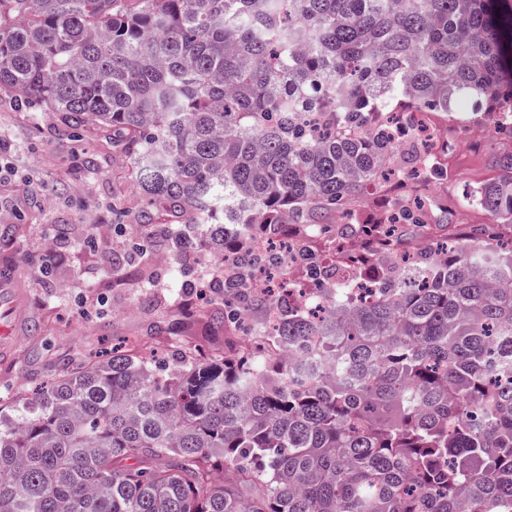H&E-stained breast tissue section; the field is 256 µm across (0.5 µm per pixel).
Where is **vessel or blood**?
I'll return each mask as SVG.
<instances>
[{
    "mask_svg": "<svg viewBox=\"0 0 512 512\" xmlns=\"http://www.w3.org/2000/svg\"><path fill=\"white\" fill-rule=\"evenodd\" d=\"M32 318L19 286L15 266H0V361L10 362L17 340L30 332Z\"/></svg>",
    "mask_w": 512,
    "mask_h": 512,
    "instance_id": "vessel-or-blood-1",
    "label": "vessel or blood"
}]
</instances>
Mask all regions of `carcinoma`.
I'll return each instance as SVG.
<instances>
[{
	"mask_svg": "<svg viewBox=\"0 0 512 512\" xmlns=\"http://www.w3.org/2000/svg\"><path fill=\"white\" fill-rule=\"evenodd\" d=\"M76 133L112 130L144 204L112 277L161 242L224 255V338L150 359L77 357L0 404V512H512V153L473 191L490 223L388 259L375 221L335 214L402 162L389 125L491 112L512 132V0H0V92ZM391 226L434 225L402 197ZM165 211L169 223L158 222ZM364 244L367 296L309 247L316 310L252 287L293 227ZM164 459L165 466L157 461Z\"/></svg>",
	"mask_w": 512,
	"mask_h": 512,
	"instance_id": "obj_1",
	"label": "carcinoma"
}]
</instances>
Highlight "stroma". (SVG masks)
I'll return each mask as SVG.
<instances>
[{
	"label": "stroma",
	"mask_w": 512,
	"mask_h": 512,
	"mask_svg": "<svg viewBox=\"0 0 512 512\" xmlns=\"http://www.w3.org/2000/svg\"><path fill=\"white\" fill-rule=\"evenodd\" d=\"M439 136L455 141L443 179L411 173L402 178L416 202L428 209L442 233L462 234L485 224L488 214L467 204L472 188L498 176L496 162L512 152V134L493 127L486 116H434ZM0 229L12 228L7 251L19 266L31 314L41 332L22 339L14 359L0 363V394L30 395L58 373L72 355L108 352L126 340L142 355L158 349L157 330L176 332L180 351L196 340L182 329L183 309L200 292L172 279L175 260L166 246L147 261L151 305H142L134 282L120 285L112 264L121 260L128 239L114 236L117 211L136 212L141 199L130 165L112 145L109 130L89 124L72 135L55 113L24 106L0 92ZM66 237H59L58 227Z\"/></svg>",
	"instance_id": "1"
}]
</instances>
